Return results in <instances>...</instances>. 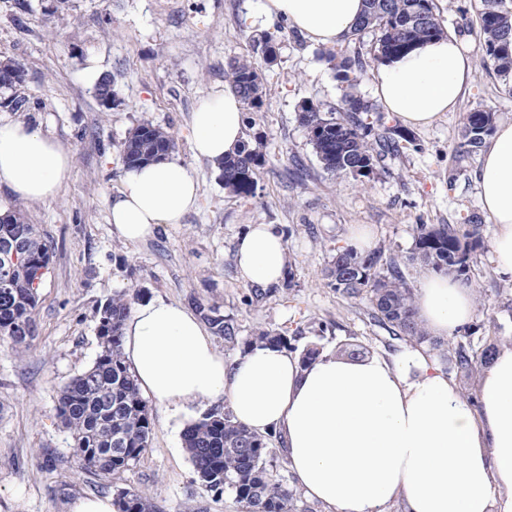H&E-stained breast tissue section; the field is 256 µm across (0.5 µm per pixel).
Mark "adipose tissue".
I'll return each mask as SVG.
<instances>
[{"instance_id": "ef3b65f1", "label": "adipose tissue", "mask_w": 512, "mask_h": 512, "mask_svg": "<svg viewBox=\"0 0 512 512\" xmlns=\"http://www.w3.org/2000/svg\"><path fill=\"white\" fill-rule=\"evenodd\" d=\"M269 19L283 18L310 42H346L363 0H258ZM473 71L459 37L447 34L378 64L375 95L408 127L454 111ZM245 104L232 89L198 97L191 149L218 165L245 137ZM72 167L59 141L22 121L0 120V187L25 202L58 198ZM477 184L495 233L497 269L512 275V118L501 119L482 155ZM200 187L176 158L123 171L110 222L127 242L182 223ZM242 281L266 289L287 264L283 235L250 225L236 252ZM475 311L473 287L431 274L416 291L415 312L431 335L452 337ZM123 353L141 391L155 404L186 411L217 398L252 431L281 435L288 464L306 494L327 512H512V346L484 367L477 402L463 396L425 350L395 360L349 358L330 351L310 363L287 348L255 343L234 358L220 354L184 306L136 304L125 322Z\"/></svg>"}]
</instances>
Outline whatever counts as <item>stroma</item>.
Returning <instances> with one entry per match:
<instances>
[{"label": "stroma", "instance_id": "1", "mask_svg": "<svg viewBox=\"0 0 512 512\" xmlns=\"http://www.w3.org/2000/svg\"><path fill=\"white\" fill-rule=\"evenodd\" d=\"M446 32L465 37L473 77L456 109L432 126L411 130L398 151L385 154L366 178H339L318 161L299 121L310 100L338 103L342 91L322 57L323 46L290 26L261 17L256 0H0V62L19 63L17 90L0 88V118L23 120L71 151L73 168L57 199L25 203L30 223L52 245L49 272L39 290L38 333L28 350L0 340V512H68L82 496L116 489L145 492L159 512H241L230 492L199 481L183 445L184 429L204 411L172 414L149 404L153 432L130 469L99 475L78 468L72 439L56 414L59 390L94 362L99 351L96 309L114 294L140 290L189 310L218 308L233 318L241 339L262 331L286 336L297 349L391 356L406 343L371 315L367 299L337 293L325 277L350 227L368 226L373 247L398 259L410 287L430 267L410 262L419 224H464L481 212L478 155L456 151L467 112L512 116V93L484 63L477 16L482 0H436ZM277 35L275 62L265 65L264 107L255 134L267 163L253 195L226 189L219 171L197 160L189 123L204 90L224 88L230 60L254 58L262 35ZM112 99L97 94L103 76ZM24 96L13 110L12 95ZM145 119L169 127L175 158L198 178L196 210L180 224L160 225L131 244L113 231L108 205L118 192L122 151ZM272 224L288 248V274L252 303L234 252L248 225ZM492 222L462 280L473 285L476 337L512 344V275L491 256Z\"/></svg>", "mask_w": 512, "mask_h": 512}]
</instances>
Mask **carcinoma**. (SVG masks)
Here are the masks:
<instances>
[{
    "label": "carcinoma",
    "mask_w": 512,
    "mask_h": 512,
    "mask_svg": "<svg viewBox=\"0 0 512 512\" xmlns=\"http://www.w3.org/2000/svg\"><path fill=\"white\" fill-rule=\"evenodd\" d=\"M364 3L350 41L361 44L365 35H373L369 59L358 51L352 56L329 54L327 62L347 91L334 108L312 101L303 102L300 108V122L318 160L325 171L336 176L367 177L382 153L399 147L398 141L380 136L360 119V113L374 112L379 126H384L380 108L348 92L353 82L351 74L445 34L435 0ZM478 27L487 62L503 82L512 83V8L506 0H483ZM255 51L265 62H272L277 57L278 43L266 35L256 43ZM225 76L244 100L247 112L262 111V75L255 60H232ZM495 122L491 111L475 109L466 113L460 152L470 155L480 150L493 133ZM261 145L259 136L246 139L236 153L224 157L220 167L224 187L244 195L254 190L258 169L265 163ZM175 147L169 128L145 120L126 140L122 159L128 166H142L160 154L168 156ZM482 231V219L477 214L464 225L418 224L411 259L436 271L465 275ZM4 242L17 252V260L0 268V279L7 281V287L0 288V338L26 349L36 335L38 290L49 270L52 245L17 206L0 220V244ZM325 277L344 296H366L375 318L395 337L414 344L427 342L440 350L448 371L469 379L495 355L494 341L475 348L470 343L430 338L416 320L414 294L399 264L394 260L383 264L381 249L364 253L348 247L338 249ZM138 299L139 292L125 291L98 306V354L89 368L64 386L57 400V417L70 431L73 457L80 468L97 474L112 475L132 467L148 448L152 434L147 404L121 348L124 321ZM205 318L225 343H239V328L232 320L213 307L206 309ZM183 442L201 484L210 491L232 492L242 512H294V492L267 468L270 449L264 438L235 422L225 407L214 405L202 413L184 430ZM114 506L117 512H157L148 496L130 489L115 492Z\"/></svg>",
    "instance_id": "cac0c4a2"
}]
</instances>
